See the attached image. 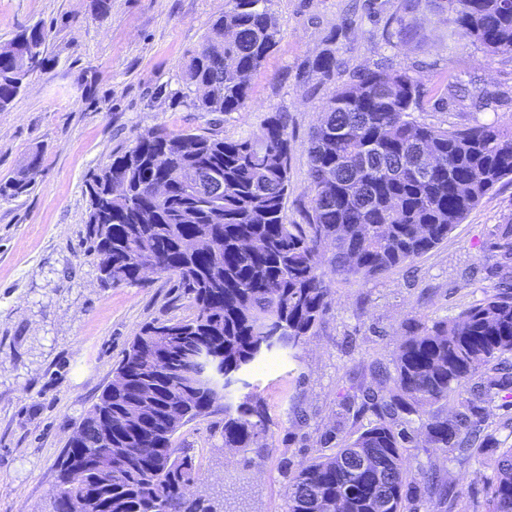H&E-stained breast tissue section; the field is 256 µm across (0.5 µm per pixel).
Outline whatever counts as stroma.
<instances>
[{
  "label": "stroma",
  "mask_w": 512,
  "mask_h": 512,
  "mask_svg": "<svg viewBox=\"0 0 512 512\" xmlns=\"http://www.w3.org/2000/svg\"><path fill=\"white\" fill-rule=\"evenodd\" d=\"M0 0V42L33 25L46 32V67L0 110V180L26 155L43 160L26 195L0 199V512H51L57 463L148 322L181 319L191 301L174 279L105 284L88 250L85 182L146 130L259 131L274 112L288 118V223L307 221L308 140L336 86L364 68L404 71L424 98L420 122L462 128L512 126V52L486 54L453 35L432 0H272L279 42L251 78L247 111L196 112L180 96L181 73L224 0ZM341 61L334 80L306 79L325 49ZM512 224V184L488 194L437 247L380 277L327 273L331 304L297 349L269 354L242 375L235 397L252 392L270 421L263 455L223 446V413L191 422L177 443L192 449L203 477L194 491L225 512H285L288 475L367 427L349 408L373 385L375 364L391 365L408 328L450 320L512 275L500 234ZM481 427L492 450L459 462L442 449L407 451L410 472L438 466L454 504L422 497L420 512H488L485 478L493 449L512 448V397H496Z\"/></svg>",
  "instance_id": "35a3bbf8"
}]
</instances>
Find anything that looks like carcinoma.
<instances>
[{
    "mask_svg": "<svg viewBox=\"0 0 512 512\" xmlns=\"http://www.w3.org/2000/svg\"><path fill=\"white\" fill-rule=\"evenodd\" d=\"M271 0H225L201 47L186 61L179 93L196 112H244L250 77L278 43ZM448 21L490 55L512 51V0H448ZM45 30L34 25L0 44V110L31 74L24 57ZM336 51L309 63L322 79ZM424 97L408 73L366 69L326 101L308 146L311 210L305 224L285 222L290 142L286 117H267L258 133H172L157 127L112 155L85 183L87 230L100 278L139 283L138 264L175 276L193 313L140 328L107 385L73 433L60 463L51 512L81 498L93 512H216L193 497L201 480L194 456L176 447L188 423L224 410L226 448L262 451L269 424L247 394L234 401L235 375L277 349H295L330 305L323 266L367 278L410 262L448 238L483 198L512 182V130L478 123L448 130L420 123L412 107ZM32 150L19 172L0 182V198L29 192L41 165ZM216 176L221 193L188 190L186 173ZM127 191L112 195V180ZM168 184L155 199L149 187ZM112 259V274L104 272ZM512 354V287L486 296L452 320L435 321L401 340L394 369H374L376 388L362 391L357 413L373 420L330 454L299 462L288 478L287 512H407V450L423 434L433 448L484 453L480 415L512 373L496 361ZM478 381L466 385L473 377ZM457 398L448 406V393ZM112 421V462L97 424ZM87 468L70 485L71 466ZM443 498L437 470L422 473ZM491 512H512V448L501 452L489 486Z\"/></svg>",
    "mask_w": 512,
    "mask_h": 512,
    "instance_id": "cac0c4a2",
    "label": "carcinoma"
}]
</instances>
